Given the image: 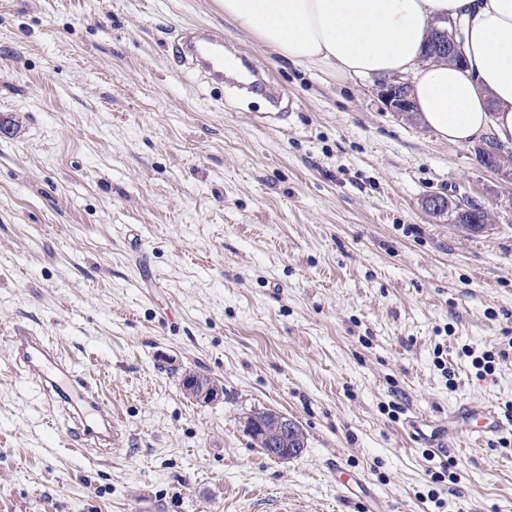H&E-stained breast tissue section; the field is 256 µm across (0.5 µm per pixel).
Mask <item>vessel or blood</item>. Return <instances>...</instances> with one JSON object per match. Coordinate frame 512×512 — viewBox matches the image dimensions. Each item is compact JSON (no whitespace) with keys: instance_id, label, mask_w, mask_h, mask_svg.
Returning a JSON list of instances; mask_svg holds the SVG:
<instances>
[{"instance_id":"obj_1","label":"vessel or blood","mask_w":512,"mask_h":512,"mask_svg":"<svg viewBox=\"0 0 512 512\" xmlns=\"http://www.w3.org/2000/svg\"><path fill=\"white\" fill-rule=\"evenodd\" d=\"M171 48L188 68L197 71L206 84L224 81V39L208 28L176 30ZM15 361L28 381L38 384L49 404L64 413L67 432L90 446L111 442L120 428L112 418V408L87 378L74 370L57 349L26 328L16 327L7 338ZM473 436L483 439L505 428L512 418L503 419L493 408L471 405L466 409Z\"/></svg>"}]
</instances>
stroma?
<instances>
[{"mask_svg": "<svg viewBox=\"0 0 512 512\" xmlns=\"http://www.w3.org/2000/svg\"><path fill=\"white\" fill-rule=\"evenodd\" d=\"M174 27L222 35L281 101L201 83ZM378 84L279 58L216 0H0V337H50L121 429L75 452L0 341V512H363L338 458L378 512H512V431L459 415L512 404V186ZM266 410L299 456L252 447ZM466 415L472 421V432L470 436L478 439L486 438L491 434L498 433L505 428L512 430V418L506 422L493 408L482 405H467ZM281 415V414H280ZM265 432H263L262 438H271L272 444L276 445L277 448H272L273 455L280 460H288L299 455V452L305 448V436L299 425L296 424V432L290 424V420L287 416L281 415L274 417L269 425L264 424ZM294 432V433H293ZM293 436L296 437L294 445L297 448H288L293 441L290 439ZM273 438H275L273 440Z\"/></svg>", "mask_w": 512, "mask_h": 512, "instance_id": "35a3bbf8", "label": "stroma"}]
</instances>
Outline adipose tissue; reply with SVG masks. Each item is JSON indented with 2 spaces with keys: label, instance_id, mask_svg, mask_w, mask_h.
<instances>
[{
  "label": "adipose tissue",
  "instance_id": "adipose-tissue-1",
  "mask_svg": "<svg viewBox=\"0 0 512 512\" xmlns=\"http://www.w3.org/2000/svg\"><path fill=\"white\" fill-rule=\"evenodd\" d=\"M224 16L292 63L340 76L412 74L419 122L512 147V0H220ZM460 22L465 67L422 57L432 25Z\"/></svg>",
  "mask_w": 512,
  "mask_h": 512
}]
</instances>
